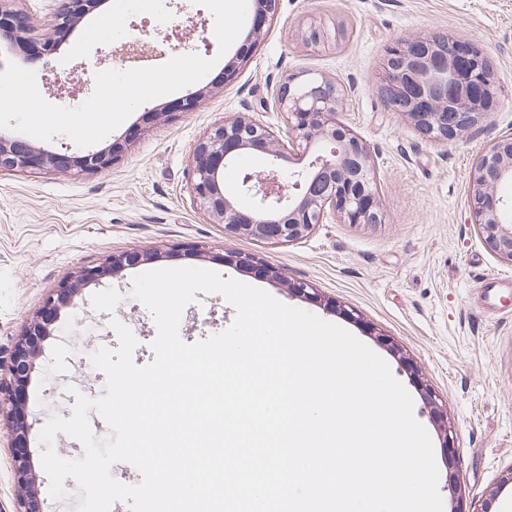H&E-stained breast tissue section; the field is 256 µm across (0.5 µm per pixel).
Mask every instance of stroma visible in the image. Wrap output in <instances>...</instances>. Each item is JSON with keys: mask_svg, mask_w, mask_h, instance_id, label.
Here are the masks:
<instances>
[{"mask_svg": "<svg viewBox=\"0 0 512 512\" xmlns=\"http://www.w3.org/2000/svg\"><path fill=\"white\" fill-rule=\"evenodd\" d=\"M112 0L89 7L55 54L45 59L0 53L33 71L43 98L52 74L80 69L100 41L90 31L114 13ZM118 13V12H115ZM108 41L118 46L146 31L151 43L171 41L181 55L215 65L202 80L210 92L195 111L160 117L134 139L111 167L94 172L0 173V357L8 356L45 298L84 266L126 251L160 252L159 267L214 270L269 292L348 330L388 363L414 402V415L433 443L443 512H502L512 502V289L497 313L478 302L480 284L512 278L468 224L469 177L477 156L512 133V0H278L277 12L232 82L220 83L213 14L194 0H139L118 13ZM326 38L311 46L310 25ZM452 35L472 43L493 75L497 109L458 141L437 144L390 110L376 86L391 46L412 35ZM292 74L337 81L345 97L339 119L369 147L382 209L378 224L326 219L305 238L274 242L225 233L197 208L191 193L195 143L215 123L238 112L279 134L288 121L277 102ZM254 254L278 272L267 280L190 249ZM135 269L80 289L43 344L28 388L29 456L43 512H74L77 498L52 499L41 465L44 423L71 417L76 390L106 393V376L89 356L118 348L113 321L126 325L137 345L136 365L155 358L158 334L150 310L133 293ZM304 283L311 301L293 293ZM335 308H328V301ZM236 311L221 295L197 293L181 314L178 335L194 344L226 330ZM453 426L446 452L434 412ZM10 405L0 396V512H17L14 450L8 438Z\"/></svg>", "mask_w": 512, "mask_h": 512, "instance_id": "obj_1", "label": "stroma"}]
</instances>
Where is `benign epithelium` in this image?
I'll list each match as a JSON object with an SVG mask.
<instances>
[{
  "label": "benign epithelium",
  "mask_w": 512,
  "mask_h": 512,
  "mask_svg": "<svg viewBox=\"0 0 512 512\" xmlns=\"http://www.w3.org/2000/svg\"><path fill=\"white\" fill-rule=\"evenodd\" d=\"M0 0V49L14 52L27 41L29 18ZM89 0H65L56 14L58 29L70 28L84 13ZM277 0H255L251 39L224 64L221 82L235 79L238 64L248 58L254 38L273 20ZM164 55L174 50L164 41L150 45L142 40L126 46L122 58L136 60L145 51ZM91 69L77 75L55 76L53 93L66 89L76 97L88 90ZM377 91L394 111L409 117L421 134L448 143L487 118L496 106L493 75L483 54L462 38L447 35H414L388 52ZM208 87L187 92L171 109L143 113L142 121L123 140L82 156L45 151L28 141L0 135V173L42 171L65 173L106 168L140 136L154 118L196 110L208 95ZM343 89L328 79L288 77L277 90V101L288 117V140L244 113L214 125L195 144L192 154L191 191L196 206L224 232L294 242L310 234L315 225L332 215L348 224H377L382 218L372 154L367 145L338 120ZM259 154L271 159L268 166L243 173L235 187L224 184V168L242 156ZM306 161L301 169L286 166L292 157ZM512 184V134L493 142L476 160L470 179L469 223L504 262L512 264V201L500 188ZM196 257L226 266L254 270L271 279L277 273L256 256L245 252ZM161 258L156 252L130 251L105 263L81 268L70 281L58 285L46 300L40 317L18 338L9 358V384L0 381L12 404L9 429L11 445L25 443L30 423L25 406L15 396L17 382L31 379L41 342L53 335L52 324L73 296L89 283L121 271L128 265L150 264ZM14 472L21 512H42L35 482L28 468V454L14 455Z\"/></svg>",
  "instance_id": "1"
}]
</instances>
